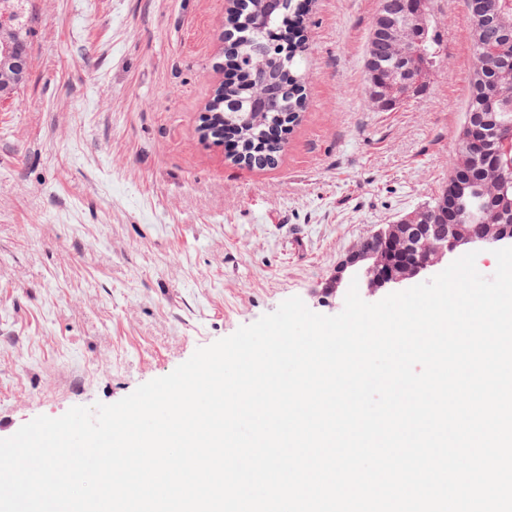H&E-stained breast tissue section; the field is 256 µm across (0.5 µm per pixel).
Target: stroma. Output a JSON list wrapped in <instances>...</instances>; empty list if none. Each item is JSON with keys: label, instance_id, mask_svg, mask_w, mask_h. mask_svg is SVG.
Returning a JSON list of instances; mask_svg holds the SVG:
<instances>
[{"label": "stroma", "instance_id": "obj_1", "mask_svg": "<svg viewBox=\"0 0 512 512\" xmlns=\"http://www.w3.org/2000/svg\"><path fill=\"white\" fill-rule=\"evenodd\" d=\"M227 0H28L31 63L0 102V439L111 404L292 296L448 179L472 70L464 0H434L445 53L373 107L379 0H315L306 108L277 163L202 139Z\"/></svg>", "mask_w": 512, "mask_h": 512}]
</instances>
